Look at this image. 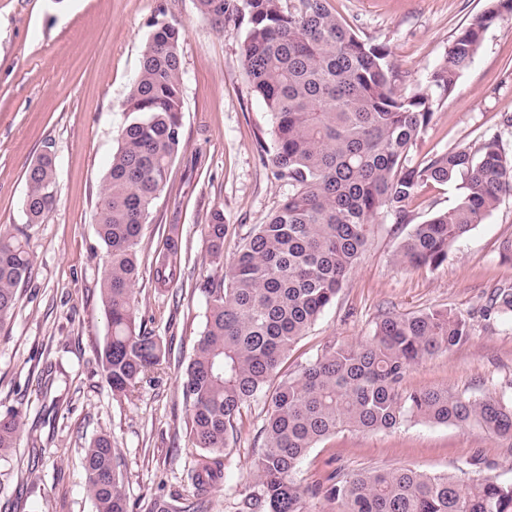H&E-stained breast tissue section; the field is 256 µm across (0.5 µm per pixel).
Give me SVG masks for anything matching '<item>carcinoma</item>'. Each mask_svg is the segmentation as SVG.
Returning a JSON list of instances; mask_svg holds the SVG:
<instances>
[{
	"label": "carcinoma",
	"mask_w": 512,
	"mask_h": 512,
	"mask_svg": "<svg viewBox=\"0 0 512 512\" xmlns=\"http://www.w3.org/2000/svg\"><path fill=\"white\" fill-rule=\"evenodd\" d=\"M197 0L200 15L217 24L245 26L243 64L271 121V161L291 193L267 223L244 237L224 264V215L206 225L211 263L224 276L204 284L208 316L182 379L186 426L201 450L191 480L214 487L223 458L238 439L237 422L263 394L270 410L257 451V492L250 512H309L295 474L310 449L344 430L393 429L407 419L480 427L512 447V398L472 397L448 388L404 389L411 368L449 352L470 336L466 318L451 310L389 316L358 343L327 347L292 377L290 352L334 302L384 210L400 220L428 183L457 191L455 205L414 225L399 243L396 264L436 268L512 192V156L494 133L481 145L456 148L415 164L410 150L427 127L437 101L450 95L477 54L484 31L512 12V0H491L482 16L462 29L428 88L399 95L384 47L361 40L331 12L327 0ZM140 70L123 111L127 121L104 177L97 232L105 246L100 296L108 334L99 351L106 380L127 396L161 365L160 337L137 322L134 287L142 226L167 181L182 142V72L178 27L156 19ZM23 207L41 222L57 200L51 157L27 170ZM180 247L169 237L156 258V278L176 276ZM33 258L27 242L0 234V325L15 309ZM489 311L512 315V289L490 299ZM20 413L0 415V464L16 454ZM85 490L95 512H128L120 462L111 435L84 448ZM336 512H512V482L496 478L461 483L455 476L413 468L344 474L326 490ZM150 512H205L162 499Z\"/></svg>",
	"instance_id": "1"
}]
</instances>
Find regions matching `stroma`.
Instances as JSON below:
<instances>
[{
	"mask_svg": "<svg viewBox=\"0 0 512 512\" xmlns=\"http://www.w3.org/2000/svg\"><path fill=\"white\" fill-rule=\"evenodd\" d=\"M361 39L385 46L404 95L425 89L460 29L487 0H327ZM180 28L183 140L168 181L143 226L135 296L139 318L169 353L152 379L124 398L112 395L98 359L107 336L100 301L104 247L97 204L126 114L121 105L139 69L150 24ZM243 32L204 19L196 0H0V229L24 232L33 256L11 321L0 326V414L24 421L13 458L15 512H95L84 487L82 454L110 434L121 458L129 512H149L155 498L204 501L206 512H239L256 486L252 466L268 402L251 401L238 441L224 457V479L199 490L188 478L196 450L186 427L181 382L208 314L203 284L217 271L205 226L222 210L224 258L265 223L290 193L258 141L270 115L245 74ZM499 134L512 155V15L483 34L455 91L436 105L412 147L423 163L451 148L478 147ZM53 159L57 203L37 224L22 202L28 166ZM449 185L423 186L405 222L378 216L368 243L335 302L297 343L289 370L334 343L371 336L382 319L429 309L466 318L471 333L409 372L405 387L445 386L476 396L512 395V323L485 309L498 289L512 288V193L435 269L402 268L392 254L413 225L452 208ZM178 239L181 264L166 288L154 280L166 238ZM410 467L426 473L512 481V448L477 427L417 419L372 433L343 431L310 451L295 479L301 488L329 485L336 473Z\"/></svg>",
	"mask_w": 512,
	"mask_h": 512,
	"instance_id": "35a3bbf8",
	"label": "stroma"
}]
</instances>
